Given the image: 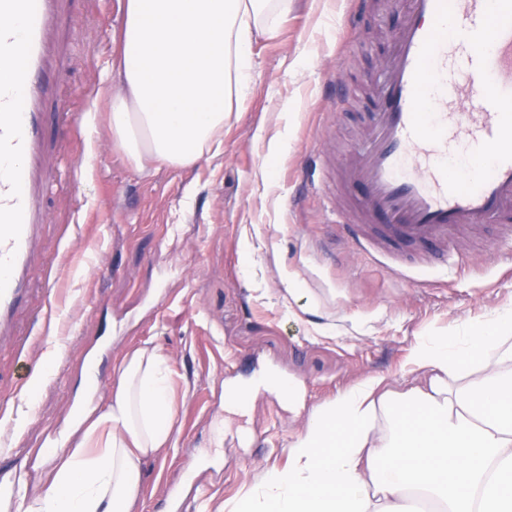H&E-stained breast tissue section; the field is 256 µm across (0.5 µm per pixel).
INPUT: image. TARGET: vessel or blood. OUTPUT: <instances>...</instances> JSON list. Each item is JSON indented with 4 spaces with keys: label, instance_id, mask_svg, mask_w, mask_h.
<instances>
[{
    "label": "vessel or blood",
    "instance_id": "b4317fda",
    "mask_svg": "<svg viewBox=\"0 0 512 512\" xmlns=\"http://www.w3.org/2000/svg\"><path fill=\"white\" fill-rule=\"evenodd\" d=\"M58 0H0V339L25 302L32 230L41 219L34 163L42 105L53 88L48 31ZM375 110L346 171L341 211L365 252L435 242L451 250L460 227L512 223V0H405L374 86ZM487 158L449 171L458 143Z\"/></svg>",
    "mask_w": 512,
    "mask_h": 512
}]
</instances>
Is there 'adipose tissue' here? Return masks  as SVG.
<instances>
[{"instance_id":"adipose-tissue-1","label":"adipose tissue","mask_w":512,"mask_h":512,"mask_svg":"<svg viewBox=\"0 0 512 512\" xmlns=\"http://www.w3.org/2000/svg\"><path fill=\"white\" fill-rule=\"evenodd\" d=\"M114 147L137 169L186 168L218 150L224 123L253 78L252 45L291 0H122ZM420 382L364 378L310 413L286 469L267 473L231 512H512V308L463 335L420 339ZM107 408L86 413L54 455L41 491L0 500V512H131L145 459L168 448L176 404L169 356L141 347L115 369Z\"/></svg>"}]
</instances>
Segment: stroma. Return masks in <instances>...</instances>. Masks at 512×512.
Segmentation results:
<instances>
[{
	"label": "stroma",
	"instance_id": "obj_1",
	"mask_svg": "<svg viewBox=\"0 0 512 512\" xmlns=\"http://www.w3.org/2000/svg\"><path fill=\"white\" fill-rule=\"evenodd\" d=\"M352 0H293L252 48L253 82L222 144L187 170L138 171L111 144L100 74L123 24L121 0H63L50 33L57 77L46 107L41 197L28 302L0 349V484L36 482L38 449L71 427L87 368L105 406L113 368L151 345L171 358L179 399L174 446L147 460L131 512H167L165 489L190 482L184 512H229L288 448L312 409L358 380L406 381L412 345L512 307V242L497 225L461 229L433 263L431 243L404 245L416 269L389 273L359 255L318 185L346 167L368 121L369 83L384 78L403 16L387 5L346 19ZM284 146L272 150L273 141ZM293 380L295 402L260 390L219 437L224 388L263 371Z\"/></svg>",
	"mask_w": 512,
	"mask_h": 512
}]
</instances>
